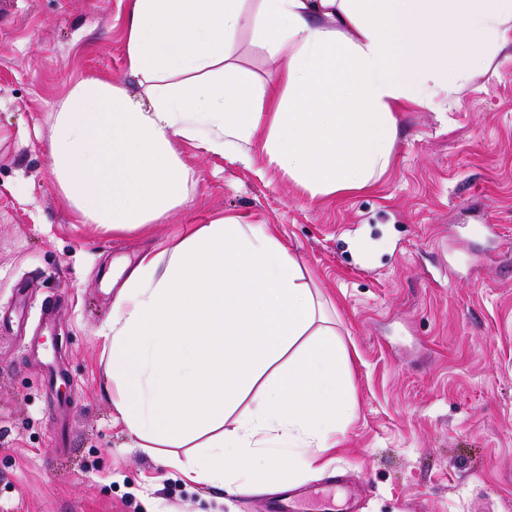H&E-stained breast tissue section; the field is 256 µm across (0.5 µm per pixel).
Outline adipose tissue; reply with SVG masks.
Wrapping results in <instances>:
<instances>
[{
    "label": "adipose tissue",
    "mask_w": 512,
    "mask_h": 512,
    "mask_svg": "<svg viewBox=\"0 0 512 512\" xmlns=\"http://www.w3.org/2000/svg\"><path fill=\"white\" fill-rule=\"evenodd\" d=\"M244 28L281 59L282 93L255 92L235 63ZM511 44L512 0H130L144 94L74 83L53 174L79 223L143 234L194 180L177 140L248 164L261 132L267 167L311 197L345 195L392 166L398 112L452 96ZM103 339L127 431L191 481L275 492L340 446L345 354L270 225L224 217L143 254Z\"/></svg>",
    "instance_id": "1"
}]
</instances>
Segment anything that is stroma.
Segmentation results:
<instances>
[{"label":"stroma","instance_id":"35a3bbf8","mask_svg":"<svg viewBox=\"0 0 512 512\" xmlns=\"http://www.w3.org/2000/svg\"><path fill=\"white\" fill-rule=\"evenodd\" d=\"M127 6L0 0V512H265L267 491L188 482L136 447L103 390L115 268L225 215L273 226L333 305L356 410L328 494L341 474L366 487L356 512H512V47L453 101L400 113L395 164L371 190L313 198L267 168L262 139L249 167L182 140L187 201L117 235L75 222L51 143L78 80L140 93ZM234 58L277 83L252 30Z\"/></svg>","mask_w":512,"mask_h":512}]
</instances>
